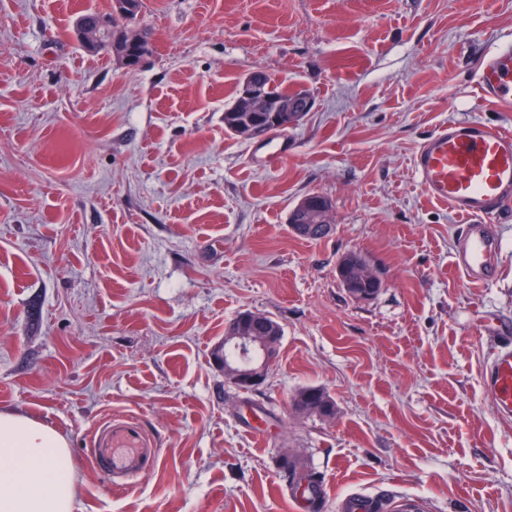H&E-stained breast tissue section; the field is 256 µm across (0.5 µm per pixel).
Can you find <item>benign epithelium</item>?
<instances>
[{
    "mask_svg": "<svg viewBox=\"0 0 512 512\" xmlns=\"http://www.w3.org/2000/svg\"><path fill=\"white\" fill-rule=\"evenodd\" d=\"M137 11L136 0H112L111 10L83 20L77 38L89 48L103 49L118 57L129 69L144 66L152 56V42L132 39L116 19H130ZM313 104L312 97L272 99L264 91L261 71H251L239 89V106L231 112H253L244 124L231 127V133L250 140L264 136L271 126L286 129L298 125ZM329 199L318 193L303 197L291 210L290 224H323L330 221ZM338 278L360 300L373 298L383 287L375 270L364 264L358 253L345 255L338 263ZM279 346L277 325L269 316L245 310L225 328L224 343L214 359L224 370V377L239 391L247 392L261 385L268 367L276 360Z\"/></svg>",
    "mask_w": 512,
    "mask_h": 512,
    "instance_id": "benign-epithelium-1",
    "label": "benign epithelium"
}]
</instances>
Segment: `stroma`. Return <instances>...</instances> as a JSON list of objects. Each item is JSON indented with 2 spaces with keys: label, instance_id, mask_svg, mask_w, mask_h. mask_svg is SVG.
Returning <instances> with one entry per match:
<instances>
[{
  "label": "stroma",
  "instance_id": "stroma-1",
  "mask_svg": "<svg viewBox=\"0 0 512 512\" xmlns=\"http://www.w3.org/2000/svg\"><path fill=\"white\" fill-rule=\"evenodd\" d=\"M111 0H0V411L68 440L75 512H295L283 452L319 512L360 493L399 512H512V421L483 391L512 325V201L493 282L454 266L466 221L422 191L420 144L457 118L512 131L478 75L512 45V0H144L154 52L85 50ZM263 69L314 99L284 158L224 130ZM334 228L297 237L304 196ZM363 253L370 300L336 265ZM243 310L283 329L264 383L214 361ZM321 387L327 421L291 400ZM111 424L161 466L130 489L90 460ZM331 204L329 199L318 193L303 197L291 210L289 224H326L330 222Z\"/></svg>",
  "mask_w": 512,
  "mask_h": 512
}]
</instances>
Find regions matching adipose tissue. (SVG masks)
<instances>
[{
    "label": "adipose tissue",
    "instance_id": "1",
    "mask_svg": "<svg viewBox=\"0 0 512 512\" xmlns=\"http://www.w3.org/2000/svg\"><path fill=\"white\" fill-rule=\"evenodd\" d=\"M77 476L66 437L0 411V512H75Z\"/></svg>",
    "mask_w": 512,
    "mask_h": 512
}]
</instances>
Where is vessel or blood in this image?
<instances>
[{
	"label": "vessel or blood",
	"mask_w": 512,
	"mask_h": 512,
	"mask_svg": "<svg viewBox=\"0 0 512 512\" xmlns=\"http://www.w3.org/2000/svg\"><path fill=\"white\" fill-rule=\"evenodd\" d=\"M485 100L512 103V50L488 59L479 77ZM418 181L434 201L447 204L469 219L470 225L455 257L459 272L470 282L492 280L495 232L488 219L512 199V132L477 119L440 127L420 145L414 161ZM484 393L496 414L512 419V345L496 348L484 376ZM93 466L115 486H124L158 470L160 458L152 448L99 447Z\"/></svg>",
	"instance_id": "obj_1"
}]
</instances>
